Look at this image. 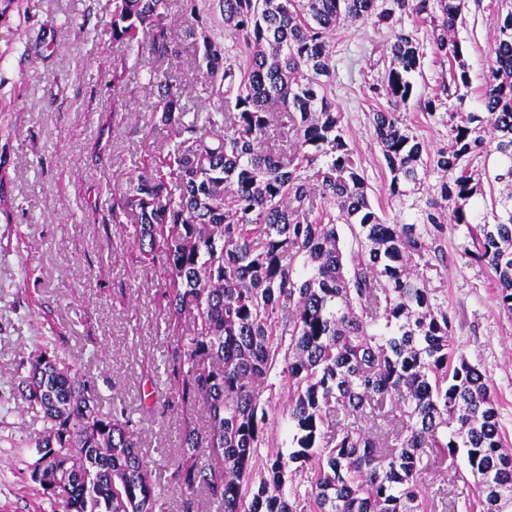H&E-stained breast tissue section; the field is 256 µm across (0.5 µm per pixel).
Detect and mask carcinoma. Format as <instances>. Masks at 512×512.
I'll list each match as a JSON object with an SVG mask.
<instances>
[{"instance_id":"carcinoma-1","label":"carcinoma","mask_w":512,"mask_h":512,"mask_svg":"<svg viewBox=\"0 0 512 512\" xmlns=\"http://www.w3.org/2000/svg\"><path fill=\"white\" fill-rule=\"evenodd\" d=\"M181 9L178 31L169 0H112V38L147 54L155 124L168 138L113 197L112 218L135 215V247L162 267L163 316L177 337L170 386L208 415L206 430L186 429L171 484L186 505L201 492L222 512H436L423 455L462 450L476 492L468 508L512 512L499 400L486 373L456 355L432 277L448 259V225L463 224L472 246L462 255L493 271L512 314V0H497L475 109L460 28L481 0H182ZM346 22L386 29L371 87L383 103L368 120L389 219L329 97L331 38ZM226 34L241 57L226 55ZM185 43L208 84L201 127L184 122L185 91L164 69ZM428 53L448 69L439 93L417 98ZM412 101L446 127L447 144L430 147L404 122ZM273 126L285 143L269 139ZM276 373L289 385L287 455L268 432L272 404L261 405ZM18 390L43 414L32 479L54 512H153L157 484L134 424L103 410L93 382L42 351Z\"/></svg>"}]
</instances>
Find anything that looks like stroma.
Here are the masks:
<instances>
[{
  "mask_svg": "<svg viewBox=\"0 0 512 512\" xmlns=\"http://www.w3.org/2000/svg\"><path fill=\"white\" fill-rule=\"evenodd\" d=\"M468 16L474 87L490 66L492 0ZM112 0H19L0 17V512H52L31 478L41 413L18 391L31 354L48 351L95 381L104 411L125 410L158 484L155 512H219L196 498L192 510L168 486L185 425L206 424L183 408L165 362L176 345L160 311L164 278L144 266L130 224L112 221V195L133 159L165 147L154 128L148 73L135 51L113 40ZM383 37L348 24L333 40L331 98L361 157L375 206L389 211L381 154L368 114L381 78L371 53ZM120 81H113L114 72ZM465 226L448 231V262L434 284L448 305L459 352L492 381L512 437V315L499 307L494 275L462 258ZM464 456L423 477L448 489L454 512L474 499Z\"/></svg>",
  "mask_w": 512,
  "mask_h": 512,
  "instance_id": "stroma-1",
  "label": "stroma"
}]
</instances>
